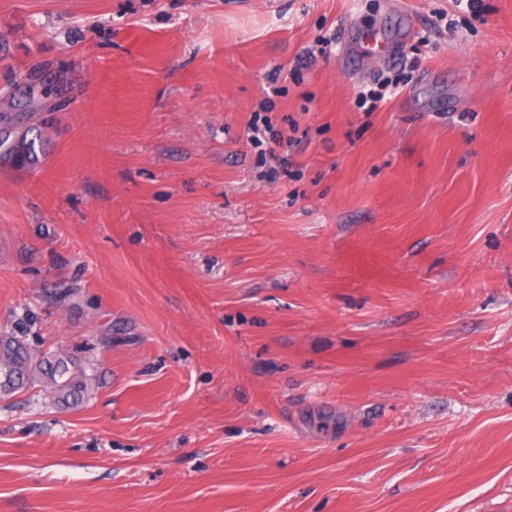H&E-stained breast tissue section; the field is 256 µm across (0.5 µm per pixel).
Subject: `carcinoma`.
Here are the masks:
<instances>
[{"instance_id":"obj_1","label":"carcinoma","mask_w":512,"mask_h":512,"mask_svg":"<svg viewBox=\"0 0 512 512\" xmlns=\"http://www.w3.org/2000/svg\"><path fill=\"white\" fill-rule=\"evenodd\" d=\"M29 129L0 114V149L21 165L34 161V141ZM35 387L58 403H81L95 388V379L67 353L42 351L30 345L21 333H0V393L12 394Z\"/></svg>"}]
</instances>
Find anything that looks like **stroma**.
Masks as SVG:
<instances>
[{"label":"stroma","instance_id":"35a3bbf8","mask_svg":"<svg viewBox=\"0 0 512 512\" xmlns=\"http://www.w3.org/2000/svg\"><path fill=\"white\" fill-rule=\"evenodd\" d=\"M8 101L0 331L97 385L0 395V512H512V0H0ZM0 113V149L7 146L4 153L13 156L20 165H28L34 161L35 149L33 139L28 138L30 129L19 126V123L7 121ZM248 141L257 146L263 147L266 144L269 147V156L275 160L281 167L283 174H288V158L280 157L276 154V147L288 146V137L284 136V132L276 127L268 117L261 116L254 120L248 128ZM345 261L347 266L361 277L368 276L372 271L381 270L385 265L383 255L362 250L355 245L347 249Z\"/></svg>","mask_w":512,"mask_h":512}]
</instances>
